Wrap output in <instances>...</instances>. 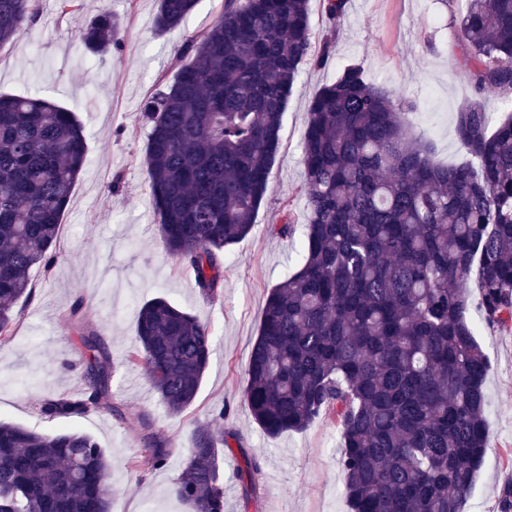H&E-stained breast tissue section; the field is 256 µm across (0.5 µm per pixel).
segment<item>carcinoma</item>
Instances as JSON below:
<instances>
[{
	"label": "carcinoma",
	"mask_w": 512,
	"mask_h": 512,
	"mask_svg": "<svg viewBox=\"0 0 512 512\" xmlns=\"http://www.w3.org/2000/svg\"><path fill=\"white\" fill-rule=\"evenodd\" d=\"M198 0H159L156 25L178 29ZM33 0H0V45L21 37ZM124 20L102 9L80 32L105 56ZM473 93L512 98V0H467L459 22ZM312 52L309 0H224L192 57L143 104L145 163L159 235L213 300L224 249L249 236L280 149L282 117ZM413 107L347 65L312 99L301 193L310 212L302 262L267 296L244 405L268 437L328 418L340 437L351 512H465L488 448L489 358L467 320L470 293L490 328H512V115L490 129L478 102L458 113L471 160L435 164L408 136ZM87 162L77 116L38 96L0 94V342L12 338L31 271L56 261L60 218ZM83 301L69 320L85 348L84 388L51 395L42 416L95 409L121 419L112 357ZM132 361L168 413L196 399L209 328L165 297L136 319ZM197 424L173 496L184 512H224V454ZM133 466L160 468L169 442L140 418ZM112 461L88 435L0 422V512H111Z\"/></svg>",
	"instance_id": "cac0c4a2"
}]
</instances>
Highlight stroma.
I'll return each mask as SVG.
<instances>
[{
  "instance_id": "35a3bbf8",
  "label": "stroma",
  "mask_w": 512,
  "mask_h": 512,
  "mask_svg": "<svg viewBox=\"0 0 512 512\" xmlns=\"http://www.w3.org/2000/svg\"><path fill=\"white\" fill-rule=\"evenodd\" d=\"M224 0H199L181 27L160 33L157 0H82L79 12L61 15L57 0H37L24 34L0 46V93L41 95L75 112L84 126L88 164L79 176L59 228L51 271L31 272V294L17 306L20 319L0 345V420L44 434L78 431L112 459L111 512H182L171 490L188 455L195 423L223 413L217 434L224 451V512H350L343 493L339 436L327 419L300 433L264 435L243 404L246 368L269 289L295 272L301 227L310 212L298 190L304 180L303 134L317 91L344 66L358 65L371 81L413 105L411 132L427 141L436 162L464 164L456 135L458 112L479 102L491 121L512 113V102L494 91L473 96L463 74L465 48L457 25L465 0H347L340 25L328 19L323 0H310L313 55L305 63L283 115L282 142L252 233L224 251V291L204 300L192 272L167 255L156 232L144 163L147 127L140 113L158 78L173 80L190 57L176 48L199 35L220 14ZM123 17L121 46L109 55L88 53L79 32L101 9ZM291 217L298 232L272 236L268 227ZM167 296L207 324L213 351L195 402L169 415L144 370L128 364L136 318L146 301ZM83 300L84 320L107 342L112 390L128 408L124 419L104 410L51 421L38 404L83 385L82 347L67 313ZM469 319L490 358L485 390L489 446L466 512H501L512 486V329H489L478 303ZM149 415L171 444L164 467L137 470L140 415ZM254 458V491L245 494L239 468Z\"/></svg>"
}]
</instances>
